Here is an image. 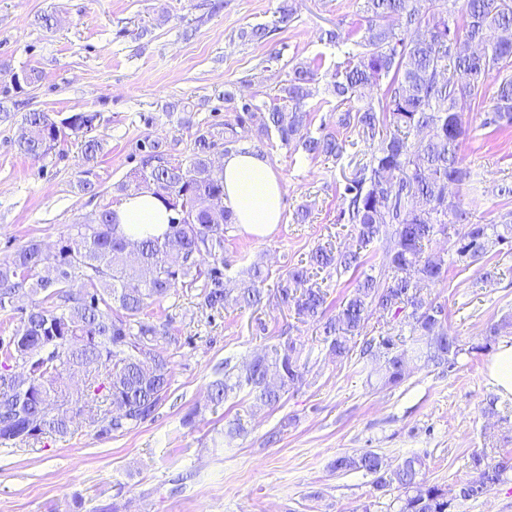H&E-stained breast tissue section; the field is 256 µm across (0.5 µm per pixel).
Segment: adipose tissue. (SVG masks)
<instances>
[{
	"instance_id": "adipose-tissue-1",
	"label": "adipose tissue",
	"mask_w": 512,
	"mask_h": 512,
	"mask_svg": "<svg viewBox=\"0 0 512 512\" xmlns=\"http://www.w3.org/2000/svg\"><path fill=\"white\" fill-rule=\"evenodd\" d=\"M219 172L224 178L223 203L237 224L253 236H269L282 221L285 189L266 157L255 151L231 153L224 156ZM114 217L127 236L142 238L163 235L172 213L145 191L126 197Z\"/></svg>"
}]
</instances>
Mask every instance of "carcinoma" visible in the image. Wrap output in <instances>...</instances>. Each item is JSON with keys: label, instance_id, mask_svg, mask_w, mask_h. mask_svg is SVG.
Returning a JSON list of instances; mask_svg holds the SVG:
<instances>
[{"label": "carcinoma", "instance_id": "1", "mask_svg": "<svg viewBox=\"0 0 512 512\" xmlns=\"http://www.w3.org/2000/svg\"><path fill=\"white\" fill-rule=\"evenodd\" d=\"M364 31L351 32L358 51L336 63L328 91L336 98V129L357 133L370 154L355 164L341 196L348 202L340 218L351 224L365 248L387 224L395 226L387 254L392 274L364 275L335 316L320 323L329 355L352 354L350 340L362 335L372 313L400 318L410 328V341L391 332L365 337L360 352L379 362L381 381L398 388L410 376L409 358L451 374L463 352H488L499 326L489 325L465 349L444 329L443 307L424 290L442 282L448 263L426 253L435 237H450L453 262L466 267L482 260L504 240L512 241V223L482 224L449 188L462 189L471 170L460 156L469 136L457 105L483 106L480 127L497 133L512 126V0H464L461 21L442 16L440 0H364ZM271 29H243L244 41L265 40ZM385 84L373 102L361 90ZM316 70L299 66L279 88L283 104L268 109L259 133L279 139L282 147L341 161L347 139L324 128L309 129L305 101L314 96ZM260 106L241 104L235 123L220 131L199 128L189 165L174 164L168 145L145 138L141 168L119 191L130 195L148 189L173 212L160 237L130 239L114 229V213L106 209L94 219L74 224L50 252L31 239L0 262V311L19 312L20 326L0 342V445L38 443L74 432V419L101 398L98 435L129 432L148 420L166 398L171 385L168 358L157 351L168 338L165 327L145 320L148 310L173 290L200 289V308L220 312L235 304L257 307L265 298L269 272L252 264L240 288L225 287L224 232L234 223L231 210L216 209L212 199L224 195V181L214 170L210 151L238 150L249 138L248 121ZM97 114L75 112L55 126L46 112L25 114L18 150L34 159L48 154L70 135L81 138L89 163L97 162L101 142L93 135ZM361 265L360 253L319 246L309 267L288 271L277 286V302L300 319L323 316L325 293L309 285V268L342 275ZM50 266L54 279L36 277ZM37 296L26 308L15 309L16 292ZM302 348L288 337L242 367L224 362V376L210 384L216 405L229 394L248 390L257 403L276 406L303 378ZM85 371L84 391L74 397L61 388L64 372ZM424 462L409 456L393 470L372 451L336 458L337 471H364L378 490L396 483L403 490L395 512H456L461 501L476 499L504 480L512 464L491 463L481 453L471 456L473 476L455 494L430 484Z\"/></svg>", "mask_w": 512, "mask_h": 512}]
</instances>
